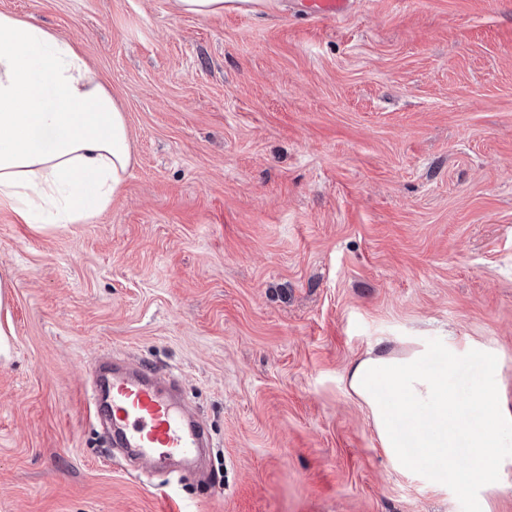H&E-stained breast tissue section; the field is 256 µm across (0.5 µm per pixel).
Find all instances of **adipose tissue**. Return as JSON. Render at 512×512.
<instances>
[{
  "label": "adipose tissue",
  "instance_id": "1",
  "mask_svg": "<svg viewBox=\"0 0 512 512\" xmlns=\"http://www.w3.org/2000/svg\"><path fill=\"white\" fill-rule=\"evenodd\" d=\"M132 163L126 116L78 42L0 12V207L26 224H83L118 195ZM420 346L368 351L347 373L385 454L405 473L426 471L479 499L512 475L501 448L512 409L488 383L462 391L461 363L499 369L488 346L448 338L435 368Z\"/></svg>",
  "mask_w": 512,
  "mask_h": 512
}]
</instances>
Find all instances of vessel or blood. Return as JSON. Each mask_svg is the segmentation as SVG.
<instances>
[{
  "label": "vessel or blood",
  "mask_w": 512,
  "mask_h": 512,
  "mask_svg": "<svg viewBox=\"0 0 512 512\" xmlns=\"http://www.w3.org/2000/svg\"><path fill=\"white\" fill-rule=\"evenodd\" d=\"M310 11L322 18L346 14L350 0H307ZM100 392L92 403L97 418L112 427L113 440L139 462L160 469L177 461L190 467L204 446L207 428L158 382L149 365L132 370L96 366Z\"/></svg>",
  "instance_id": "1"
}]
</instances>
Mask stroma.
Instances as JSON below:
<instances>
[{"mask_svg": "<svg viewBox=\"0 0 512 512\" xmlns=\"http://www.w3.org/2000/svg\"><path fill=\"white\" fill-rule=\"evenodd\" d=\"M77 41L133 162L85 224L0 208V512H474L385 456L346 373L369 350L496 348L512 408V0H0ZM161 368L204 475L103 440L90 366ZM271 0H175L181 13L207 18L224 15V10L254 12L256 7ZM310 11L322 18H338L346 14L349 0H307Z\"/></svg>", "mask_w": 512, "mask_h": 512, "instance_id": "35a3bbf8", "label": "stroma"}]
</instances>
